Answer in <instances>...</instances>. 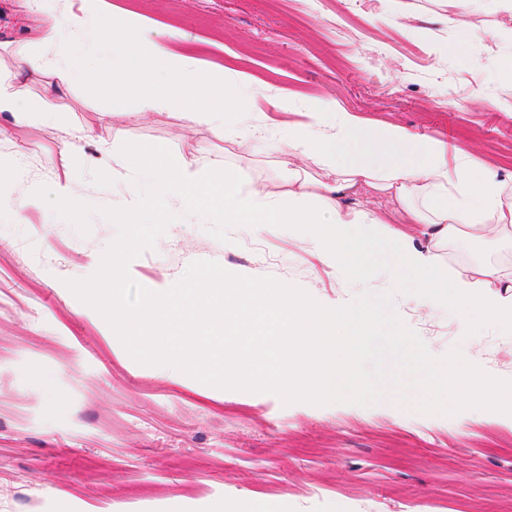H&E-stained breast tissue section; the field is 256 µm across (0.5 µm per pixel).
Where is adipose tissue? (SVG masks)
I'll list each match as a JSON object with an SVG mask.
<instances>
[{
    "label": "adipose tissue",
    "mask_w": 512,
    "mask_h": 512,
    "mask_svg": "<svg viewBox=\"0 0 512 512\" xmlns=\"http://www.w3.org/2000/svg\"><path fill=\"white\" fill-rule=\"evenodd\" d=\"M433 2L441 23L460 30L478 13L512 16V0ZM24 3L35 23L25 39L12 43L8 60L0 59V113L16 124L54 125L64 93L79 88L93 95L110 85L139 113L179 112L223 130L224 74L191 52L174 51L175 29L161 40L146 38L145 20L111 0H83L75 10L56 0ZM105 41L112 46L106 57L100 54ZM68 42L73 51L65 59L49 57L50 49ZM160 73L168 78L162 87ZM279 165L288 178L272 195L261 187L243 191L230 172L209 180L218 159L203 168L162 149L137 150L127 157L128 169L147 173L156 190H130L118 218L136 224L150 213L159 223L176 224L182 213L209 210L261 233L291 230L314 243L324 265L359 278L377 272L367 246L378 234L416 277L428 305L465 320L485 316L512 332V267L485 266L462 277L448 263V246L458 240L512 242V173L474 167L466 149L449 154L441 140L369 122L323 101L289 127Z\"/></svg>",
    "instance_id": "1"
}]
</instances>
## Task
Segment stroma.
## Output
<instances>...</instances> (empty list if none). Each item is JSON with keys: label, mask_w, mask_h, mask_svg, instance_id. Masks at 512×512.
Instances as JSON below:
<instances>
[{"label": "stroma", "mask_w": 512, "mask_h": 512, "mask_svg": "<svg viewBox=\"0 0 512 512\" xmlns=\"http://www.w3.org/2000/svg\"><path fill=\"white\" fill-rule=\"evenodd\" d=\"M413 2L419 26L440 45L436 54L379 22L381 0H112L152 31L179 29L174 48L253 76L248 96L262 139L228 142L181 113L143 116L109 92L78 89L52 127L0 114V158H19L22 169L0 189L25 198L67 180L87 202L121 205L129 184L153 191L122 163L145 148L202 164L220 158L246 187L275 183L288 125L313 100L452 149L473 144L475 159L512 169V41L484 36L488 27L512 28V17H474L464 36L437 21L432 0ZM80 126L123 135L108 149L82 143L76 159L61 143ZM27 218L0 221V512H219L244 496L256 512H512L511 426L479 410L462 420L386 399L286 406L270 393L173 381L113 344L65 285L98 266L115 226L96 215L83 236L43 202ZM448 255L470 276L512 263V245L464 239ZM200 260L296 284L324 304L392 283L385 272L364 286L349 283L294 233L261 234L203 214L169 225L130 274L149 289L171 285ZM394 306L431 354L457 345L488 373L512 379V335L494 322L464 328L456 313L413 294L395 295Z\"/></svg>", "instance_id": "1"}]
</instances>
